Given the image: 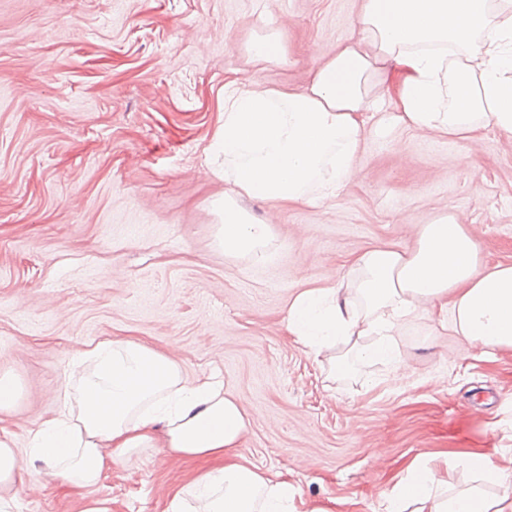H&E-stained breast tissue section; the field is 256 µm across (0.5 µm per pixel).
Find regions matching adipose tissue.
<instances>
[{
    "label": "adipose tissue",
    "mask_w": 512,
    "mask_h": 512,
    "mask_svg": "<svg viewBox=\"0 0 512 512\" xmlns=\"http://www.w3.org/2000/svg\"><path fill=\"white\" fill-rule=\"evenodd\" d=\"M363 36L337 44L301 92L234 89L210 150L224 158L233 192L218 208L225 256H261L269 227L240 197L311 205L349 180L367 130L406 126L468 141L494 128L512 137V0H363ZM347 288L297 293L288 331L310 353L343 340L365 361L400 368L393 338L423 313L472 348H512V264L484 266L465 225L444 215L412 246L375 247L350 263ZM77 395L61 391L56 416L17 447L0 426V512H12L21 475L34 463L55 482L87 490L134 448H166L180 461L215 460L171 493L168 512H301L296 487L248 465L237 448L249 420L222 381H189L178 363L132 340L98 343ZM497 488L445 495V474L412 462L386 512H512V470L487 452L464 458Z\"/></svg>",
    "instance_id": "1"
}]
</instances>
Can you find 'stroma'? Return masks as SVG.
Instances as JSON below:
<instances>
[{"instance_id":"stroma-1","label":"stroma","mask_w":512,"mask_h":512,"mask_svg":"<svg viewBox=\"0 0 512 512\" xmlns=\"http://www.w3.org/2000/svg\"><path fill=\"white\" fill-rule=\"evenodd\" d=\"M361 0H0V375L22 387L0 424L26 447L53 417L84 352L131 339L187 379L216 376L249 418V463L292 482L306 507L382 512L415 458L478 486L461 453L512 468V349L481 355L433 318L395 337L406 364L332 375L289 336L304 288L348 279L376 245H412L453 215L484 264L512 263V138L460 144L429 132L368 133L354 175L315 206H239L271 228L263 258L218 244L223 179L207 152L224 87L305 89L358 30ZM275 36L285 55L250 48ZM136 448L85 498L34 472L18 512H166L202 468Z\"/></svg>"}]
</instances>
